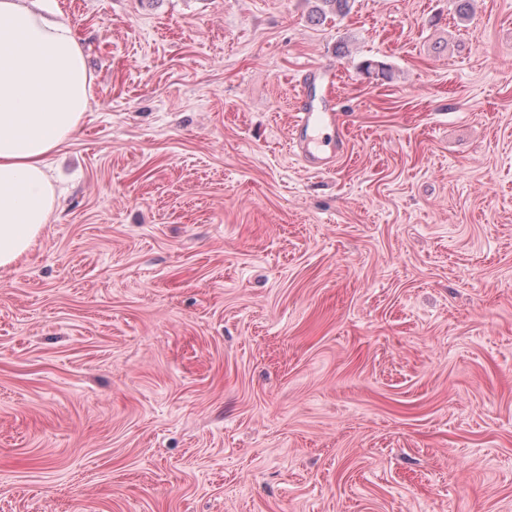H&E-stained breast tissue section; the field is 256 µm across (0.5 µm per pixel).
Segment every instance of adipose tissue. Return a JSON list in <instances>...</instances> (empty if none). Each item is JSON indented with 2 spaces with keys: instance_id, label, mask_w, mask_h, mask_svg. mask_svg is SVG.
<instances>
[{
  "instance_id": "1",
  "label": "adipose tissue",
  "mask_w": 512,
  "mask_h": 512,
  "mask_svg": "<svg viewBox=\"0 0 512 512\" xmlns=\"http://www.w3.org/2000/svg\"><path fill=\"white\" fill-rule=\"evenodd\" d=\"M92 79L69 23L0 0V269L31 249L58 200L51 155L77 132Z\"/></svg>"
}]
</instances>
